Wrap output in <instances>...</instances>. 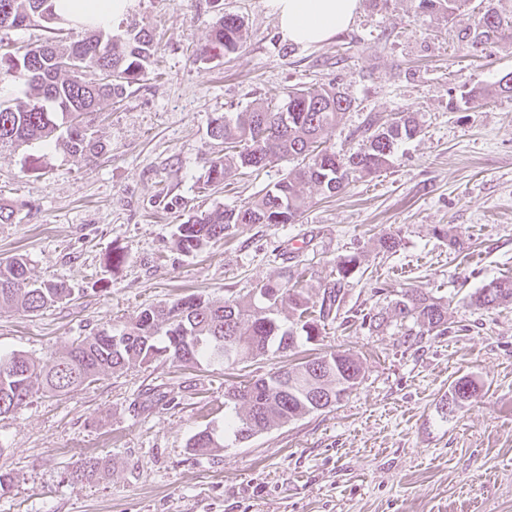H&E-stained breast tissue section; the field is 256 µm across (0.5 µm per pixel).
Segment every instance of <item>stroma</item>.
Here are the masks:
<instances>
[{"label":"stroma","mask_w":512,"mask_h":512,"mask_svg":"<svg viewBox=\"0 0 512 512\" xmlns=\"http://www.w3.org/2000/svg\"><path fill=\"white\" fill-rule=\"evenodd\" d=\"M137 2L158 40L156 68L103 105L105 152L0 146V202L16 211L0 224V262L24 257L32 279L72 291L38 313L0 310V352L42 358L189 294L249 298L287 269L316 302L337 261L354 255L359 267L337 318L294 350L229 368L136 365L0 416V473L12 479L0 512H512V304L469 303L484 282L512 276V97L468 96L512 72V39L471 50L463 23L418 14V0H360L349 28L318 45L285 40L268 0ZM220 13L240 18L244 43L198 57ZM329 84L354 105L326 146L356 149L367 118L398 112L413 113L419 133L380 172L312 194L298 223L243 224L199 252L178 250L177 224L247 205L289 167L235 169L208 186L205 160L222 150L211 120ZM390 234L394 252L378 245ZM116 248L124 262L112 270ZM408 288L447 303L445 335L362 326L363 311L394 306ZM330 350L362 365L339 404L191 454L195 433L223 428L225 389ZM463 376L477 393L441 421L436 407ZM90 455L104 473L72 479Z\"/></svg>","instance_id":"obj_1"}]
</instances>
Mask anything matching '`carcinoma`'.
Here are the masks:
<instances>
[{
  "label": "carcinoma",
  "mask_w": 512,
  "mask_h": 512,
  "mask_svg": "<svg viewBox=\"0 0 512 512\" xmlns=\"http://www.w3.org/2000/svg\"><path fill=\"white\" fill-rule=\"evenodd\" d=\"M467 0H418V11L441 10L450 21L467 20L468 47L478 48L490 34L509 32L512 20L494 9L466 16ZM55 0H0V29H18L44 23L50 36L39 43L0 47V83L25 87L26 100H0V145L63 141L74 156L94 158L105 145L94 135L97 112L104 103L121 101L128 87L145 73L156 52L152 31L130 23L116 40L105 30L85 26L63 43L51 34L64 30L55 13ZM243 43L242 22L222 15L214 23L209 43L199 49L206 57L214 51L234 52ZM353 101L334 86L293 89L284 103L256 102L241 112H226L212 120L209 134L233 154L207 159V183L217 187L232 168L259 169L288 157L299 163L262 196L245 208L202 212L177 226L175 244L183 252L201 250L231 235L241 224H296L308 193L334 197L352 182L387 166L399 145L417 132L415 119L399 112L379 122L367 119L361 130L363 145L353 152L323 146L322 136L336 126ZM357 264L350 256L336 263V280L324 288L318 305L311 306L284 274L256 288L249 300L209 301L195 295L169 305L141 310L118 328L102 329L44 359L23 353L0 354V415L19 409L42 390L65 395L105 372L133 364L171 361L188 366L224 365L231 350L241 351L240 362L296 348L297 339L309 342L321 335V323L338 313L344 286ZM71 295L64 286L31 279L27 262L16 257L0 263V308L40 312ZM512 303V277L494 278L471 295V304L493 310ZM288 309L292 320L284 324L279 311ZM395 316L428 333L448 332V307L428 294L410 289L396 302ZM362 368L348 351L282 366L259 378L229 389L224 402V430L236 440L319 411L317 398L338 404L359 384ZM477 392L475 381H454L440 406L446 419ZM213 429L195 433L190 448L204 455L223 447ZM102 470L97 457L83 459L72 472L77 480L96 477Z\"/></svg>",
  "instance_id": "obj_1"
}]
</instances>
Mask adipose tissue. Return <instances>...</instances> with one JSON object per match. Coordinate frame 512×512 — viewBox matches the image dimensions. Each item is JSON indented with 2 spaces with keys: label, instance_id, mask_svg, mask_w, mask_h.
Masks as SVG:
<instances>
[{
  "label": "adipose tissue",
  "instance_id": "ef3b65f1",
  "mask_svg": "<svg viewBox=\"0 0 512 512\" xmlns=\"http://www.w3.org/2000/svg\"><path fill=\"white\" fill-rule=\"evenodd\" d=\"M57 12L70 23L110 28L131 6V0H56ZM283 38L320 44L346 30L359 0H272Z\"/></svg>",
  "mask_w": 512,
  "mask_h": 512
}]
</instances>
